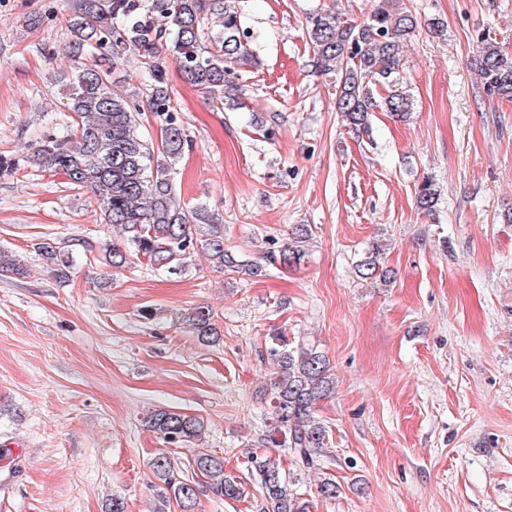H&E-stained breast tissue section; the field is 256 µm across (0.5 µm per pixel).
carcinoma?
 <instances>
[{
	"label": "carcinoma",
	"mask_w": 512,
	"mask_h": 512,
	"mask_svg": "<svg viewBox=\"0 0 512 512\" xmlns=\"http://www.w3.org/2000/svg\"><path fill=\"white\" fill-rule=\"evenodd\" d=\"M72 11L68 49L77 67L63 96L70 125L61 134L42 135L33 151L21 158L1 155L0 176L22 167L58 170L70 185L88 190L90 206L97 207L103 223L118 228L124 238V243L106 249L113 268L124 267L129 257L136 256L176 274L188 255L200 250L222 271L258 275V266L224 245V233L212 223L205 207H190L175 193L171 172L189 143L156 60L163 53L171 56L187 81L219 107L230 96L241 99L243 88L234 83L233 75L240 66L256 64V59L241 23L239 0H74ZM417 26L415 16L394 7L391 0H378L361 22L334 8L309 17L307 44L316 67L334 75L336 111L352 130L365 131L370 112L378 108L397 117L412 111V101L399 90V83L404 50ZM131 50L142 53L145 68L154 76L148 106L163 129L159 145L144 136L138 109L112 89V67ZM474 62L490 94L512 97V55L485 42ZM437 201L435 183L429 178L419 182L416 207L429 211ZM310 235L308 225H295L288 242L271 260L284 266L299 263ZM32 249L61 278L75 264L72 252L48 238L32 244ZM355 271L365 280L387 283L391 278L381 263L378 244L364 251ZM213 318L209 307L199 306L186 314L185 322L199 340L214 343L219 336ZM266 353L275 375L262 387L261 395L272 417L258 445L285 448L296 467L311 469L328 442L315 408L334 392L329 360L314 347L295 346L279 334L269 337ZM146 424L168 444H193L205 437L203 421L176 411L155 410ZM249 464L259 478L267 512H311L309 500L290 486L279 461L253 453ZM192 468L206 478L214 495L242 496L241 482L224 473V458L198 448ZM152 469L162 483L161 507L156 512H165L163 506L172 500L181 512H196L197 482L178 475L165 455L153 459Z\"/></svg>",
	"instance_id": "1"
}]
</instances>
